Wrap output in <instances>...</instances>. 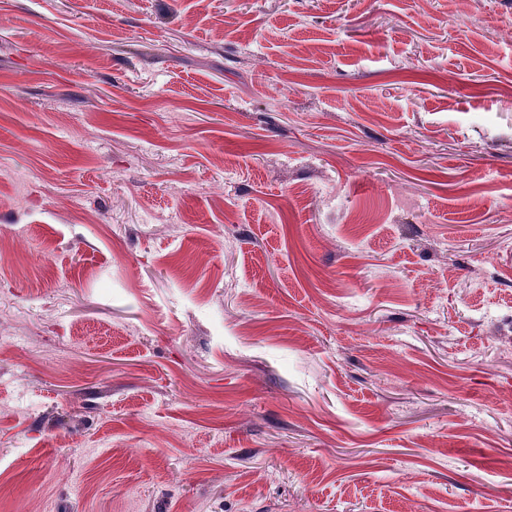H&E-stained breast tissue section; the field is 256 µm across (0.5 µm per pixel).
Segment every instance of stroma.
Wrapping results in <instances>:
<instances>
[{"label": "stroma", "instance_id": "1", "mask_svg": "<svg viewBox=\"0 0 512 512\" xmlns=\"http://www.w3.org/2000/svg\"><path fill=\"white\" fill-rule=\"evenodd\" d=\"M0 512H512V0H0Z\"/></svg>", "mask_w": 512, "mask_h": 512}]
</instances>
